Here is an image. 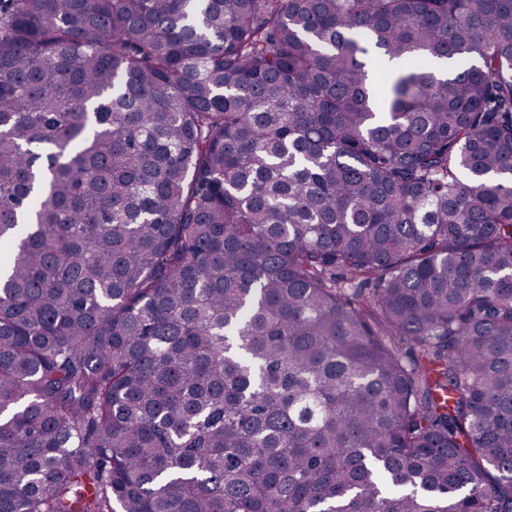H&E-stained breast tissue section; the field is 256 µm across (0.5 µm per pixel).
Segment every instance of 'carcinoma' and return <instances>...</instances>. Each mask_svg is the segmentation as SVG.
Masks as SVG:
<instances>
[{
	"mask_svg": "<svg viewBox=\"0 0 512 512\" xmlns=\"http://www.w3.org/2000/svg\"><path fill=\"white\" fill-rule=\"evenodd\" d=\"M2 247L0 512H512V0H0Z\"/></svg>",
	"mask_w": 512,
	"mask_h": 512,
	"instance_id": "1",
	"label": "carcinoma"
}]
</instances>
